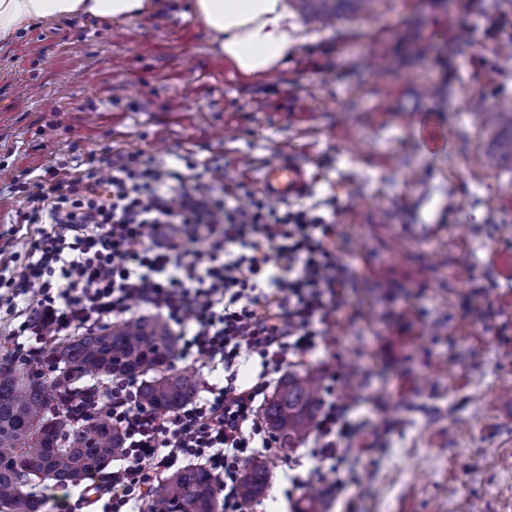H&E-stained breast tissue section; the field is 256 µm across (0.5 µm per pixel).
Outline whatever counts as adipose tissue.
Listing matches in <instances>:
<instances>
[{
  "mask_svg": "<svg viewBox=\"0 0 512 512\" xmlns=\"http://www.w3.org/2000/svg\"><path fill=\"white\" fill-rule=\"evenodd\" d=\"M213 36V50L244 78L265 77L284 66L302 26L285 0H189ZM152 0H0V46L38 20L87 15L127 20L150 10Z\"/></svg>",
  "mask_w": 512,
  "mask_h": 512,
  "instance_id": "obj_1",
  "label": "adipose tissue"
}]
</instances>
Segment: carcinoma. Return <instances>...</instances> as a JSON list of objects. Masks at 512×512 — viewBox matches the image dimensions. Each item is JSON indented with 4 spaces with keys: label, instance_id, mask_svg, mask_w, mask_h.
Wrapping results in <instances>:
<instances>
[{
    "label": "carcinoma",
    "instance_id": "cac0c4a2",
    "mask_svg": "<svg viewBox=\"0 0 512 512\" xmlns=\"http://www.w3.org/2000/svg\"><path fill=\"white\" fill-rule=\"evenodd\" d=\"M314 16L333 20L342 10L365 11L371 0H300ZM175 338L159 317L136 319L46 345L37 368L26 369L12 352L0 353V512H45L26 490L37 480L66 487L120 457L122 441L103 417L74 426L53 407L63 394L112 376L141 378V400L157 412L177 408L197 390L194 368L171 371ZM321 378L314 372L283 377L260 415L272 441L292 448L312 430ZM270 488L261 459L245 467L238 494L259 502ZM151 512H220L213 474L187 466L151 491Z\"/></svg>",
    "mask_w": 512,
    "mask_h": 512
}]
</instances>
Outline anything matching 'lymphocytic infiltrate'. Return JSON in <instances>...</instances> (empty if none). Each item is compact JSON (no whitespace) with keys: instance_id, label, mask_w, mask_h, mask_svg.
Instances as JSON below:
<instances>
[{"instance_id":"f902f5d3","label":"lymphocytic infiltrate","mask_w":512,"mask_h":512,"mask_svg":"<svg viewBox=\"0 0 512 512\" xmlns=\"http://www.w3.org/2000/svg\"><path fill=\"white\" fill-rule=\"evenodd\" d=\"M221 172L205 165L193 184L163 160L115 150L87 172L46 174L23 187L22 215L36 238L20 272L0 265V313L23 357L51 337L111 326L139 306L178 329L177 355L222 370L191 402L159 414L130 378L63 396L74 424L107 404L122 436V462L92 475L99 512L138 508L162 476L187 459L220 478L224 512H242L246 463L271 441L258 418L273 374L335 344L346 280L336 262V226L307 210L249 208L215 195ZM207 251L194 250L198 239ZM259 357L254 383L239 381L243 358ZM325 382L312 435L317 465L308 484L342 492L359 423Z\"/></svg>"}]
</instances>
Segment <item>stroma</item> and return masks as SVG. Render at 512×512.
<instances>
[{
    "instance_id": "35a3bbf8",
    "label": "stroma",
    "mask_w": 512,
    "mask_h": 512,
    "mask_svg": "<svg viewBox=\"0 0 512 512\" xmlns=\"http://www.w3.org/2000/svg\"><path fill=\"white\" fill-rule=\"evenodd\" d=\"M125 21H36L0 51V232L52 159L87 171L109 149L187 175L218 162L236 202L288 152L313 189L288 202L337 226L349 276L340 341L303 367H357L343 395L372 422L351 450L357 512H512V148L482 113L512 105V0H372L301 40L271 78L241 79L187 0ZM434 114L431 155L414 115ZM411 224L441 230L406 241ZM270 489L251 512H296L307 444L259 451ZM420 141L429 153H435L448 145V135L440 124L428 113L418 117Z\"/></svg>"
}]
</instances>
